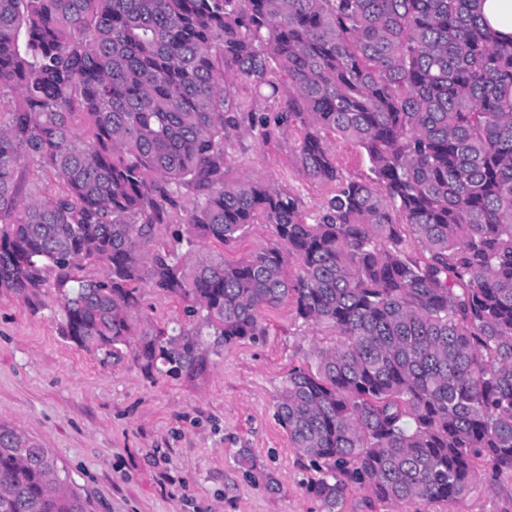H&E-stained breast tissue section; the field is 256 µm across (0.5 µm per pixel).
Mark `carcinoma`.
<instances>
[{
    "label": "carcinoma",
    "mask_w": 512,
    "mask_h": 512,
    "mask_svg": "<svg viewBox=\"0 0 512 512\" xmlns=\"http://www.w3.org/2000/svg\"><path fill=\"white\" fill-rule=\"evenodd\" d=\"M479 2L0 0V296L37 309L53 288L65 339L176 378L202 371V328L229 349L291 300L336 335L275 404L328 512L351 485L429 504L467 496L480 464L512 477V38ZM282 76L280 111L239 110L237 82L272 97ZM291 123L301 170L334 186L310 218L228 175L232 137ZM329 133L372 177L343 175ZM177 211L186 233L155 242ZM259 223L271 245L183 265ZM143 284L199 325L137 330ZM87 508L0 426V512Z\"/></svg>",
    "instance_id": "carcinoma-1"
}]
</instances>
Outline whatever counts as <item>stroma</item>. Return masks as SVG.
I'll use <instances>...</instances> for the list:
<instances>
[{"label": "stroma", "instance_id": "obj_1", "mask_svg": "<svg viewBox=\"0 0 512 512\" xmlns=\"http://www.w3.org/2000/svg\"><path fill=\"white\" fill-rule=\"evenodd\" d=\"M303 131L270 140L244 134L225 147L230 178L263 180L314 214L331 185L297 160ZM59 306L0 299V425L47 448L91 512H325L305 489L315 471L274 417L291 368L332 344L326 328L296 320L291 301L263 315L264 336L232 349L204 342L199 375L147 376L132 354L107 359L59 333ZM180 302L144 289L138 327L185 322ZM336 512H512V479L478 485L459 500L377 501L364 486Z\"/></svg>", "mask_w": 512, "mask_h": 512}]
</instances>
